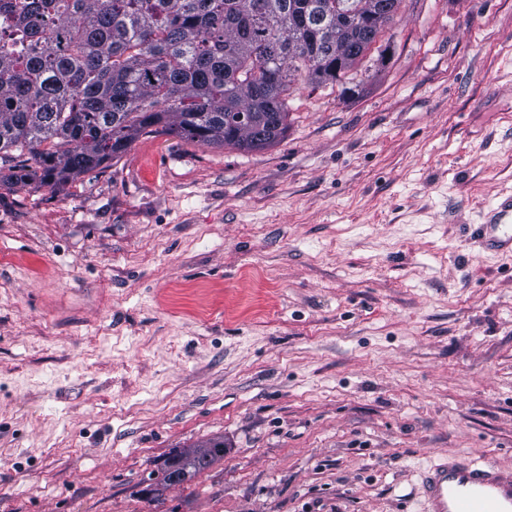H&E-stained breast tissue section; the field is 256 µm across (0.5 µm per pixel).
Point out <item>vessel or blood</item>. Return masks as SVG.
<instances>
[{
	"mask_svg": "<svg viewBox=\"0 0 512 512\" xmlns=\"http://www.w3.org/2000/svg\"><path fill=\"white\" fill-rule=\"evenodd\" d=\"M512 195L492 208L475 234L486 246L512 250ZM423 512H512V468L493 457L470 460L445 452L424 472L420 487Z\"/></svg>",
	"mask_w": 512,
	"mask_h": 512,
	"instance_id": "obj_1",
	"label": "vessel or blood"
}]
</instances>
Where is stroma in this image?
<instances>
[{
	"mask_svg": "<svg viewBox=\"0 0 512 512\" xmlns=\"http://www.w3.org/2000/svg\"><path fill=\"white\" fill-rule=\"evenodd\" d=\"M288 110L0 184V512H422L439 454L512 466V256L468 232L512 191V0H402ZM223 458L224 440L209 441L194 448L174 449L160 469V484L180 485ZM202 460L204 463L201 462ZM174 475L177 476V480L173 479Z\"/></svg>",
	"mask_w": 512,
	"mask_h": 512,
	"instance_id": "35a3bbf8",
	"label": "stroma"
}]
</instances>
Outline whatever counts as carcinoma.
<instances>
[{"instance_id":"1","label":"carcinoma","mask_w":512,"mask_h":512,"mask_svg":"<svg viewBox=\"0 0 512 512\" xmlns=\"http://www.w3.org/2000/svg\"><path fill=\"white\" fill-rule=\"evenodd\" d=\"M0 0V165L56 191L119 158L143 133L241 151L288 132L301 74L340 83L395 21L401 0ZM224 458V441L173 450L160 484Z\"/></svg>"}]
</instances>
